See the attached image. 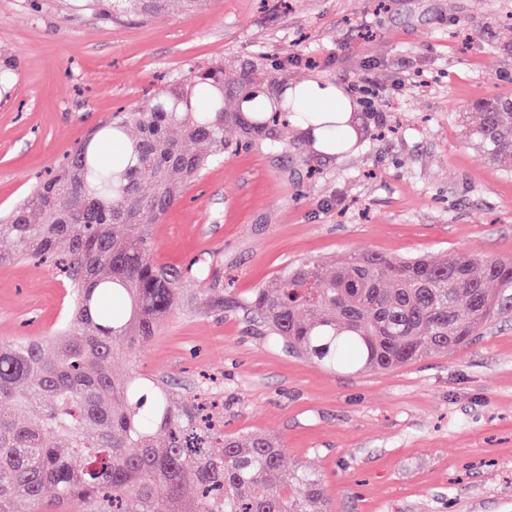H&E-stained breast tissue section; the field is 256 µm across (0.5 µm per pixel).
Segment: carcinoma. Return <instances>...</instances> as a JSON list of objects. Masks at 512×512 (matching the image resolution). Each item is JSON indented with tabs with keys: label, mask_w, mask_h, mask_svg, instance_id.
Returning a JSON list of instances; mask_svg holds the SVG:
<instances>
[{
	"label": "carcinoma",
	"mask_w": 512,
	"mask_h": 512,
	"mask_svg": "<svg viewBox=\"0 0 512 512\" xmlns=\"http://www.w3.org/2000/svg\"><path fill=\"white\" fill-rule=\"evenodd\" d=\"M110 25L153 16L168 0H72ZM246 64L192 67L104 122L50 178L0 217L12 250L0 264L64 257L72 304L56 335L0 342V512H331L319 475L290 471L281 443L226 433L208 392L176 394L160 378L118 377L113 361L157 335L184 302L185 272L153 257L148 216L163 215L224 158V127L288 151V123L247 124L224 107L255 82ZM482 155L512 172V97L460 112ZM126 139L123 156L97 146ZM201 303L240 309L274 344L328 371L385 370L469 344L512 313V258L358 253L328 267L301 259L245 297L214 283Z\"/></svg>",
	"instance_id": "obj_1"
}]
</instances>
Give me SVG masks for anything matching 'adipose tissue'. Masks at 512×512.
<instances>
[{
    "mask_svg": "<svg viewBox=\"0 0 512 512\" xmlns=\"http://www.w3.org/2000/svg\"><path fill=\"white\" fill-rule=\"evenodd\" d=\"M287 96L299 98L300 111L318 113L320 120L342 119L344 131L350 141H357L359 126L353 98L343 86L319 79H310L274 91L259 86L249 88L242 95V113L246 116L250 115L254 102L263 101L272 104L277 99Z\"/></svg>",
    "mask_w": 512,
    "mask_h": 512,
    "instance_id": "adipose-tissue-1",
    "label": "adipose tissue"
}]
</instances>
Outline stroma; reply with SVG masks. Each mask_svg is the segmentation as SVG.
Returning <instances> with one entry per match:
<instances>
[{"instance_id":"obj_1","label":"stroma","mask_w":512,"mask_h":512,"mask_svg":"<svg viewBox=\"0 0 512 512\" xmlns=\"http://www.w3.org/2000/svg\"><path fill=\"white\" fill-rule=\"evenodd\" d=\"M0 0V210L109 116L189 67L252 63L359 101L349 151L238 146L153 222L154 257L214 260L239 296L300 259L512 257V175L480 156L460 111L512 97V0H169L107 26L69 0ZM70 295L55 262L0 266V341L53 335ZM115 370L196 390L216 380L224 429L284 445L332 512H512V315L472 343L394 370L330 372L270 343L247 314L173 311Z\"/></svg>"}]
</instances>
